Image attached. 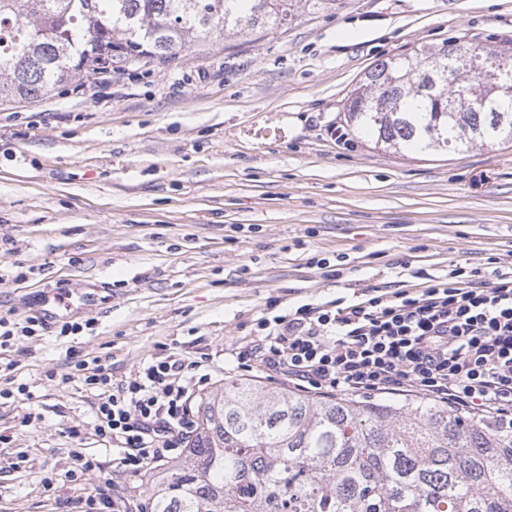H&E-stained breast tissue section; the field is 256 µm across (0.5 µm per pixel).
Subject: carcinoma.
Here are the masks:
<instances>
[{
	"mask_svg": "<svg viewBox=\"0 0 512 512\" xmlns=\"http://www.w3.org/2000/svg\"><path fill=\"white\" fill-rule=\"evenodd\" d=\"M292 0H0V100L83 87L107 68L164 62L233 31H264ZM392 56L347 99L356 134L395 151L512 143V95L482 74L512 50ZM489 98V111L469 106ZM148 512H512V424L433 401L360 403L224 381L199 397L184 453L145 475Z\"/></svg>",
	"mask_w": 512,
	"mask_h": 512,
	"instance_id": "obj_1",
	"label": "carcinoma"
}]
</instances>
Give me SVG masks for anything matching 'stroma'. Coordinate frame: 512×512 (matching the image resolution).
<instances>
[{
	"mask_svg": "<svg viewBox=\"0 0 512 512\" xmlns=\"http://www.w3.org/2000/svg\"><path fill=\"white\" fill-rule=\"evenodd\" d=\"M451 38L512 46V0H297L278 28L0 104V315L43 318L48 290L94 303L67 318L93 329L64 336L43 318L0 352V389L31 393L0 399V512H78L100 490L141 512L142 477L113 466L65 378L83 355L119 380L204 352L219 382L240 377L238 347L269 312L413 291L490 257L512 269V147L406 156L334 136L365 72ZM75 448L103 477L66 481Z\"/></svg>",
	"mask_w": 512,
	"mask_h": 512,
	"instance_id": "1",
	"label": "stroma"
}]
</instances>
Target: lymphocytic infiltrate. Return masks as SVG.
<instances>
[{
  "label": "lymphocytic infiltrate",
  "mask_w": 512,
  "mask_h": 512,
  "mask_svg": "<svg viewBox=\"0 0 512 512\" xmlns=\"http://www.w3.org/2000/svg\"><path fill=\"white\" fill-rule=\"evenodd\" d=\"M244 356L307 393H410L512 421V271L491 257L416 292L372 287L352 304L262 317ZM202 366L169 355L116 384L100 357L73 364L72 377L95 397L93 430L119 450L123 472L141 475L186 446L194 399L212 380Z\"/></svg>",
  "instance_id": "obj_1"
}]
</instances>
